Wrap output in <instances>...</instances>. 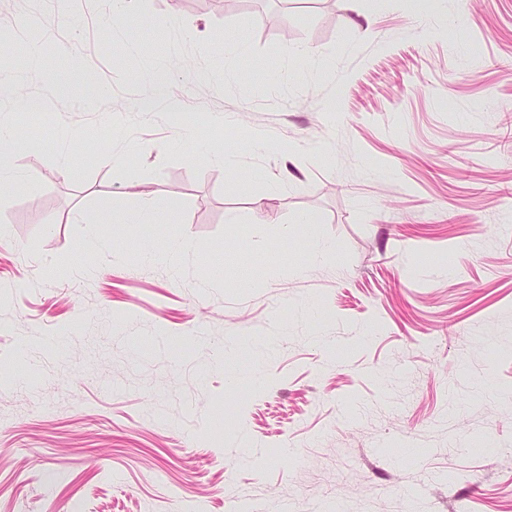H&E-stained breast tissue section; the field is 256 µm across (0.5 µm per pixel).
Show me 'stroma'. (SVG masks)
I'll use <instances>...</instances> for the list:
<instances>
[{
    "label": "stroma",
    "instance_id": "1",
    "mask_svg": "<svg viewBox=\"0 0 512 512\" xmlns=\"http://www.w3.org/2000/svg\"><path fill=\"white\" fill-rule=\"evenodd\" d=\"M124 8L0 0V73L48 106L4 116L32 146L0 198V512H512V0ZM228 30L248 53L202 80ZM134 43L171 49L182 125ZM153 199L175 223H122ZM168 237L191 252L144 257Z\"/></svg>",
    "mask_w": 512,
    "mask_h": 512
}]
</instances>
